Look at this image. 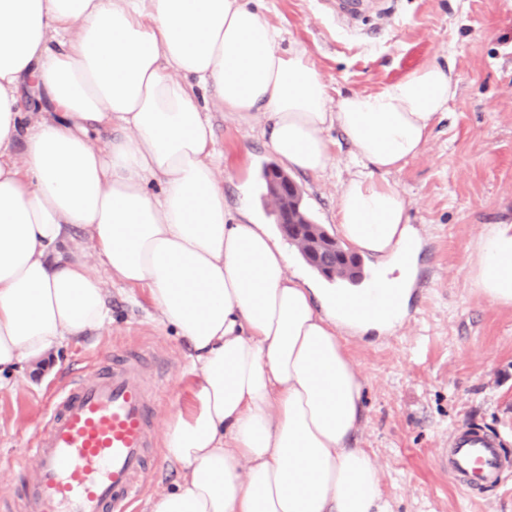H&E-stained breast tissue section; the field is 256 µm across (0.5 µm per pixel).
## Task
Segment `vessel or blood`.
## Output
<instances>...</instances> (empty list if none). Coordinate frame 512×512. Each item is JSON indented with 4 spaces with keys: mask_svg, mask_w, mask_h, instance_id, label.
<instances>
[{
    "mask_svg": "<svg viewBox=\"0 0 512 512\" xmlns=\"http://www.w3.org/2000/svg\"><path fill=\"white\" fill-rule=\"evenodd\" d=\"M385 0H327L337 20L383 14ZM147 353L113 351L110 363L57 391L29 453L36 474L0 512H129L139 479L154 462L159 391L144 379ZM460 485L496 484L506 467L499 443L482 430H459L439 457Z\"/></svg>",
    "mask_w": 512,
    "mask_h": 512,
    "instance_id": "b4317fda",
    "label": "vessel or blood"
}]
</instances>
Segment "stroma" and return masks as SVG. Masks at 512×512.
<instances>
[{
	"mask_svg": "<svg viewBox=\"0 0 512 512\" xmlns=\"http://www.w3.org/2000/svg\"><path fill=\"white\" fill-rule=\"evenodd\" d=\"M271 24L283 27L285 47L310 51L331 97L375 93L430 63L453 65L458 93L424 150L388 174L418 231L413 274L433 272L430 288L411 290L396 330L347 339L365 378L363 422L354 445L374 457L382 496L392 512H512V471L479 495L463 492L437 465L459 427L473 425L512 457V309L492 304L469 286L466 254L483 225L512 223V0H390L385 20L364 33H346L320 0H261ZM224 153V205L235 222L251 199L260 223L274 221L254 176L272 162L269 129L230 113L212 114ZM333 165L315 175L291 172L304 204L326 231L348 175L351 147L329 133ZM112 323L70 339L0 385V497L15 495L33 475L27 448L45 422L48 395L82 367L120 347L148 349L169 363L155 414L165 430L191 395L189 350L158 323L145 289L108 283ZM144 474L134 512L174 487L179 464L164 457Z\"/></svg>",
	"mask_w": 512,
	"mask_h": 512,
	"instance_id": "35a3bbf8",
	"label": "stroma"
}]
</instances>
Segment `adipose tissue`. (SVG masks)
Segmentation results:
<instances>
[{
	"label": "adipose tissue",
	"mask_w": 512,
	"mask_h": 512,
	"mask_svg": "<svg viewBox=\"0 0 512 512\" xmlns=\"http://www.w3.org/2000/svg\"><path fill=\"white\" fill-rule=\"evenodd\" d=\"M283 41L248 0H0V373L105 329L106 280L146 289L195 375L164 436L180 480L150 512H391L353 445L365 381L341 332L403 314L306 286L268 229L234 221L201 95L264 118L271 154L305 173L326 172L344 134L337 229L389 258L387 296L406 289L415 231L386 176L421 153L458 81L433 63L334 100ZM467 266L512 307V224L484 225Z\"/></svg>",
	"instance_id": "obj_1"
}]
</instances>
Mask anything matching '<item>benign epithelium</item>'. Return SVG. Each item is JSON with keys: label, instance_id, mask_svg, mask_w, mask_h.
<instances>
[{"label": "benign epithelium", "instance_id": "obj_1", "mask_svg": "<svg viewBox=\"0 0 512 512\" xmlns=\"http://www.w3.org/2000/svg\"><path fill=\"white\" fill-rule=\"evenodd\" d=\"M270 182V195L276 209L282 215V224L288 239L313 256L316 263L328 274L336 276V273L344 269L343 263L349 262V257H336V245L332 243V238L327 235L319 236L315 226L301 222L294 200V196L298 194L295 182L288 177H272Z\"/></svg>", "mask_w": 512, "mask_h": 512}]
</instances>
